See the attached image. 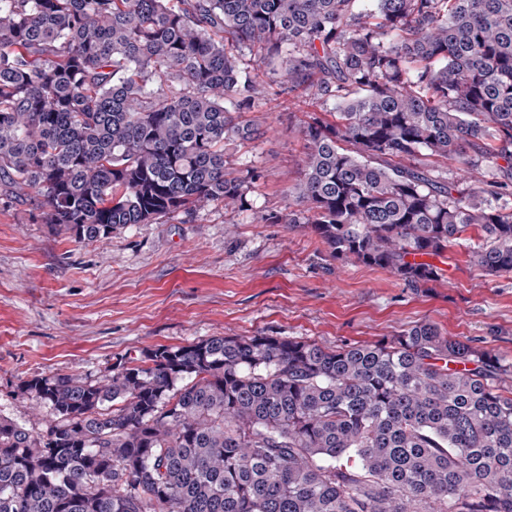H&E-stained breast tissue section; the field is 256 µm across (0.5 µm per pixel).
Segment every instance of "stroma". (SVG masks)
I'll return each mask as SVG.
<instances>
[{"instance_id": "stroma-1", "label": "stroma", "mask_w": 512, "mask_h": 512, "mask_svg": "<svg viewBox=\"0 0 512 512\" xmlns=\"http://www.w3.org/2000/svg\"><path fill=\"white\" fill-rule=\"evenodd\" d=\"M332 104L268 87L247 117L255 141L229 143L234 174L258 177L243 209L215 204L79 242L36 221L37 202L0 188V416L31 432L51 419L20 385L32 376L96 380L129 354L212 336L372 343L421 322L512 364V273L483 275L449 248L441 278L411 286L332 259L304 224L277 217L301 178V127Z\"/></svg>"}]
</instances>
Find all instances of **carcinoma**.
I'll return each mask as SVG.
<instances>
[{
	"mask_svg": "<svg viewBox=\"0 0 512 512\" xmlns=\"http://www.w3.org/2000/svg\"><path fill=\"white\" fill-rule=\"evenodd\" d=\"M0 0V182L80 241L242 208L224 145L275 81L304 125L285 224L410 284L481 231L512 273V0ZM480 178H436L432 160ZM512 365L430 322L373 344L212 336L22 390L0 512H512Z\"/></svg>",
	"mask_w": 512,
	"mask_h": 512,
	"instance_id": "cac0c4a2",
	"label": "carcinoma"
}]
</instances>
